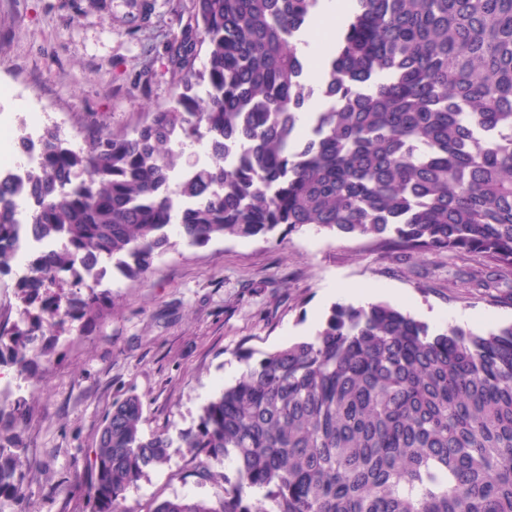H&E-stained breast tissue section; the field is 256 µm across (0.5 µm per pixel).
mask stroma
Wrapping results in <instances>:
<instances>
[{
	"label": "stroma",
	"mask_w": 512,
	"mask_h": 512,
	"mask_svg": "<svg viewBox=\"0 0 512 512\" xmlns=\"http://www.w3.org/2000/svg\"><path fill=\"white\" fill-rule=\"evenodd\" d=\"M129 0H0V115L21 122L32 106L68 127L129 131L177 92L168 43L193 0H153L148 23L129 20ZM447 253L406 256L369 240L306 227L285 238L216 239L189 247L171 237L147 274L107 271L111 307L85 329L47 331L49 358L33 377L10 365L28 401L22 455L24 503L0 512H92L88 479L106 410L127 395L143 404L144 434L196 428L202 408L254 356L313 337L335 304L333 287L373 288L378 301L410 312L432 331L461 324L477 333L512 323V287L495 295L463 287L485 272ZM226 459L203 476L181 441L167 462L126 492L127 512H148L173 497L217 499Z\"/></svg>",
	"instance_id": "obj_1"
}]
</instances>
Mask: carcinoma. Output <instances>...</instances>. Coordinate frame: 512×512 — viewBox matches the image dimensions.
Segmentation results:
<instances>
[{"label":"carcinoma","instance_id":"carcinoma-1","mask_svg":"<svg viewBox=\"0 0 512 512\" xmlns=\"http://www.w3.org/2000/svg\"><path fill=\"white\" fill-rule=\"evenodd\" d=\"M352 2L319 82L335 105L308 139L298 45L319 0H194L170 48L173 105L132 132L92 128L78 150L44 131L25 230L64 245L0 304V365L32 373L44 330L111 301L102 262L138 277L171 229L197 246L314 227L482 260L487 291L512 276V0ZM202 127L213 162L168 192L192 167L174 140ZM226 140L246 146L227 165ZM16 193L0 181V243L17 231ZM243 362L176 437L206 470L234 456L224 495L147 512H512V323L432 333L387 304H337L312 339ZM26 412L24 398L0 402V497L17 502ZM141 420L135 395L105 412L92 512H127L128 488L167 461L174 437Z\"/></svg>","mask_w":512,"mask_h":512}]
</instances>
